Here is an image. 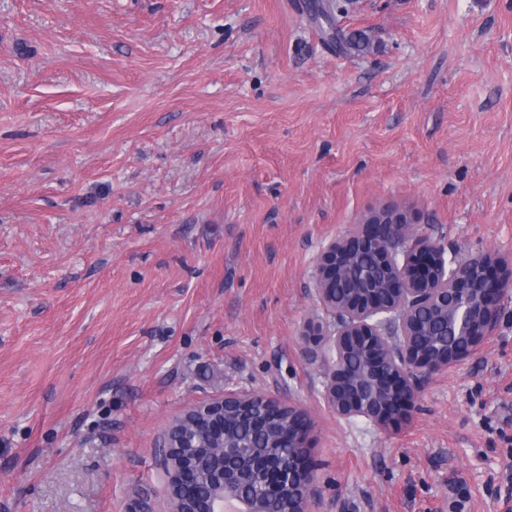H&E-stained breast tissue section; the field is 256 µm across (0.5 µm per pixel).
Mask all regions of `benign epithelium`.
<instances>
[{
  "instance_id": "benign-epithelium-1",
  "label": "benign epithelium",
  "mask_w": 512,
  "mask_h": 512,
  "mask_svg": "<svg viewBox=\"0 0 512 512\" xmlns=\"http://www.w3.org/2000/svg\"><path fill=\"white\" fill-rule=\"evenodd\" d=\"M490 261L484 254L446 259L443 246L416 234L398 213L357 224L322 247L314 269L316 292L336 328L330 332L310 320L303 335L326 347L324 398L337 417L386 423L417 397L415 371L436 374L493 334L500 301L512 291V275L495 277ZM421 336L430 340L422 343ZM254 400L276 416L288 411L292 424L276 436L278 443L292 448L288 460L255 452L244 456L224 437L213 449L223 459L209 478L215 496L195 512H262L260 500L244 494L253 475L262 478V498L288 502V512H311L317 489L305 456L306 411L234 390L188 406L183 414L195 416L189 429L180 426L178 416L168 426L172 512H185L183 505L197 496V462L183 453L191 436L203 430L213 436L225 433L224 406L244 408Z\"/></svg>"
}]
</instances>
